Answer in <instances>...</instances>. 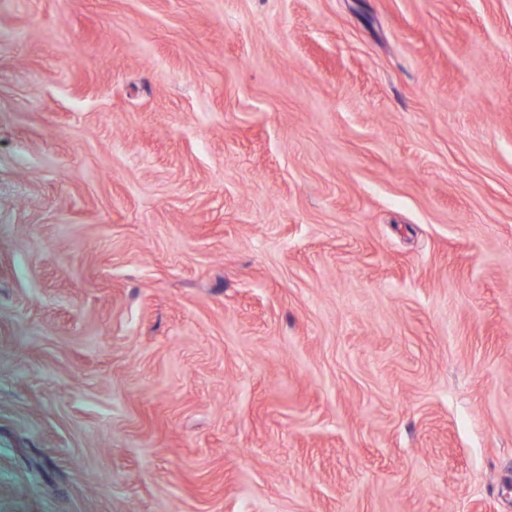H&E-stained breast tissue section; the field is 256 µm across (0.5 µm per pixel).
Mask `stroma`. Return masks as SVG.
<instances>
[{"label": "stroma", "instance_id": "obj_1", "mask_svg": "<svg viewBox=\"0 0 512 512\" xmlns=\"http://www.w3.org/2000/svg\"><path fill=\"white\" fill-rule=\"evenodd\" d=\"M0 512H512V0H0Z\"/></svg>", "mask_w": 512, "mask_h": 512}]
</instances>
